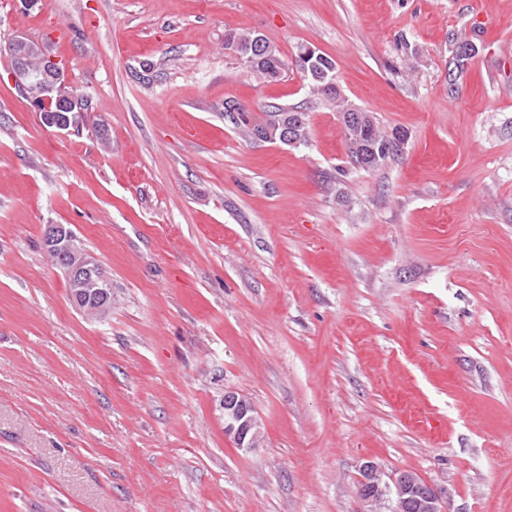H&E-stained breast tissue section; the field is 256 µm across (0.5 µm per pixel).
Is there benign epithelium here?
<instances>
[{
	"label": "benign epithelium",
	"mask_w": 512,
	"mask_h": 512,
	"mask_svg": "<svg viewBox=\"0 0 512 512\" xmlns=\"http://www.w3.org/2000/svg\"><path fill=\"white\" fill-rule=\"evenodd\" d=\"M14 57L10 76L14 85L23 91L34 111L49 126L59 132H70L83 122L89 99L70 82L67 68L53 58H41V66L32 64V57L41 53V47L25 38H16L7 44ZM43 237L53 252L63 253L76 247V237L63 224H47ZM224 431L234 444L252 450L259 439V422L254 409L237 392L226 391L222 400ZM395 492L396 512H406L415 506V512H445L439 494L429 485H422L416 475L400 473L388 483L379 467L368 461L360 468V497L375 505Z\"/></svg>",
	"instance_id": "1"
}]
</instances>
